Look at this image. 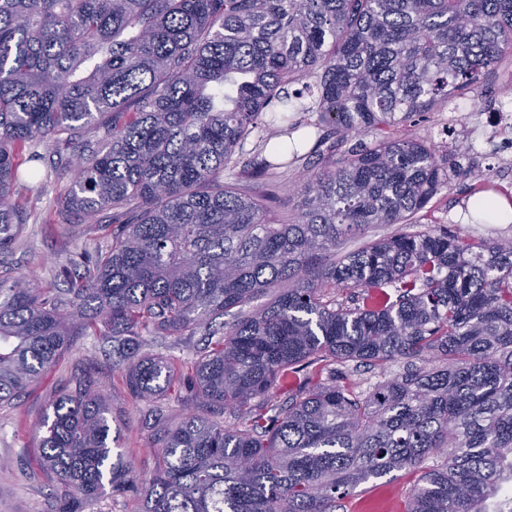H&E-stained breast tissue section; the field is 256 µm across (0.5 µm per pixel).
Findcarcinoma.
I'll return each mask as SVG.
<instances>
[{
	"mask_svg": "<svg viewBox=\"0 0 512 512\" xmlns=\"http://www.w3.org/2000/svg\"><path fill=\"white\" fill-rule=\"evenodd\" d=\"M507 54L512 0H0V406L98 336L131 399L185 391L138 512H336L403 470L405 512H512V240L421 223L460 165L416 132ZM75 147L48 223L107 245L50 288L3 257L32 163ZM377 224L400 230L336 256ZM149 336L204 344L175 359ZM401 360L368 390L337 369ZM51 409V512L134 487L91 374Z\"/></svg>",
	"mask_w": 512,
	"mask_h": 512,
	"instance_id": "carcinoma-1",
	"label": "carcinoma"
}]
</instances>
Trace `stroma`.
I'll list each match as a JSON object with an SVG mask.
<instances>
[{"mask_svg": "<svg viewBox=\"0 0 512 512\" xmlns=\"http://www.w3.org/2000/svg\"><path fill=\"white\" fill-rule=\"evenodd\" d=\"M512 72L508 58L489 74L479 86L463 97H453L441 112L419 130L420 135L434 137V124L440 118H449L458 125V137L471 147L470 155L477 162L474 176L450 177L447 186L431 200L426 208V221L478 237L512 238V223L488 224L477 220H463L466 206L472 202L473 185L483 179L497 178L501 185H512V155L501 156L492 141L484 114L502 102L512 103V85L506 84L505 74ZM54 157L40 162L41 175L47 176V186L37 198L31 199V218L18 235V244L7 258L17 272L43 283L62 284L59 272L66 266L70 252L95 250L98 238L91 226H83L80 239L71 250H63L46 219L54 213L67 180L50 176ZM93 373L112 396L115 426L122 433V448L136 472L149 471L153 466L152 450L145 422L158 412L168 421H178L182 404L177 396H170L161 406L135 402L121 388V373L114 369L112 358L101 350L95 337L77 339L71 350L55 365L47 369L40 380L13 404L0 407V463L7 471L0 475V512H47L49 495L57 487L36 464L39 453L32 437L33 427L43 418L60 389L70 380ZM411 477L394 472L380 479L360 485L353 495L342 500L336 512H404Z\"/></svg>", "mask_w": 512, "mask_h": 512, "instance_id": "obj_1", "label": "stroma"}]
</instances>
